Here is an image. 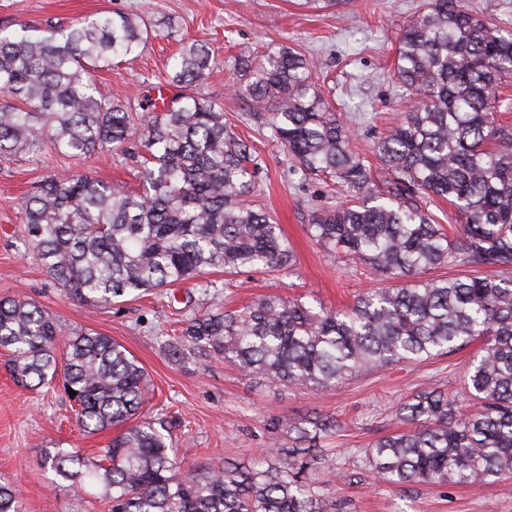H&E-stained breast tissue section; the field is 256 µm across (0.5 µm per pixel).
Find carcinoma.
<instances>
[{"label":"carcinoma","instance_id":"cac0c4a2","mask_svg":"<svg viewBox=\"0 0 512 512\" xmlns=\"http://www.w3.org/2000/svg\"><path fill=\"white\" fill-rule=\"evenodd\" d=\"M496 4L471 13L463 0H429L400 34L395 77L421 107L374 144L390 175L374 187L350 148L351 125L313 82L312 62L293 47L243 54L246 77L232 91L253 102L294 171L331 177L354 197L318 212L311 237L391 280L345 309L264 295L235 310L195 316L164 340L174 361L192 351L276 384L328 389L450 355L482 342L465 373L464 400L438 389L403 401L407 428L363 451L364 466L389 486L491 483L512 477V129L498 124L501 81L512 77V32ZM151 30L125 13L76 25H22L0 36V159L36 156L47 144L76 158L144 149L141 189L86 174H51L25 203L21 240L68 299L89 307L196 280L209 269L276 270L293 263L281 227L255 208L251 146L224 123V109L196 91L208 49L181 44L166 83L178 89L159 109L149 97L130 112L103 94L94 71L140 54ZM453 205L459 235L434 222L422 196ZM439 267L456 278L426 279ZM64 350L58 351V342ZM0 348L25 387L60 382L79 402V428L119 432L95 457L56 449L46 464L76 494L99 490L109 512H328L331 467L319 441L340 429L331 416L276 418L270 448L248 466H184L169 423H131L148 399L147 374L109 336L75 330L36 300L0 298ZM284 431L291 446L279 445ZM0 512H23L14 485L0 483Z\"/></svg>","mask_w":512,"mask_h":512}]
</instances>
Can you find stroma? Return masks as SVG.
<instances>
[{"mask_svg":"<svg viewBox=\"0 0 512 512\" xmlns=\"http://www.w3.org/2000/svg\"><path fill=\"white\" fill-rule=\"evenodd\" d=\"M422 10L423 0H350L337 10L311 9L300 0H0L4 35L24 24L51 20L67 26L105 11L151 22L154 32L137 59L96 73L104 93L134 107L164 83L180 40L203 41L211 62L198 91L223 106L225 122L254 147L253 202L282 225L296 255L294 265L273 272L216 270L209 275L216 289L207 295L188 281L163 292L121 297L95 310L63 297L40 262L25 254L20 242L23 202L46 175L58 172H87L133 190L139 186L138 166L109 150L77 159L50 146L33 159L0 161V297H32L65 330L92 329L126 347L147 373L146 415L171 422L173 446L185 464H250L267 447L273 418L301 419L314 413L340 421L341 431L321 445L346 456L396 431L394 412L406 396L430 387L461 394L472 354L468 348L364 373L312 392L246 375L223 361L192 353L171 361L162 339L182 319L214 304L239 307L261 295L277 294L336 308L352 303L362 290L385 286L384 277L345 259L331 260L312 240L313 215L345 201L347 195L332 181L292 172L287 152L270 129L254 123L251 101L231 91L240 80L235 57L243 51L259 55L283 43L310 58L317 88L337 111L349 116L351 148L364 158L378 184L385 171L373 144L412 102L392 77L398 37ZM112 437L109 431L83 436L59 389L18 386L0 368V480L19 490L23 512H106L96 496H78L56 486L43 457L56 448L96 452ZM325 478L336 489L335 512H512V479L481 486L421 482L396 489L349 462Z\"/></svg>","mask_w":512,"mask_h":512,"instance_id":"35a3bbf8","label":"stroma"}]
</instances>
